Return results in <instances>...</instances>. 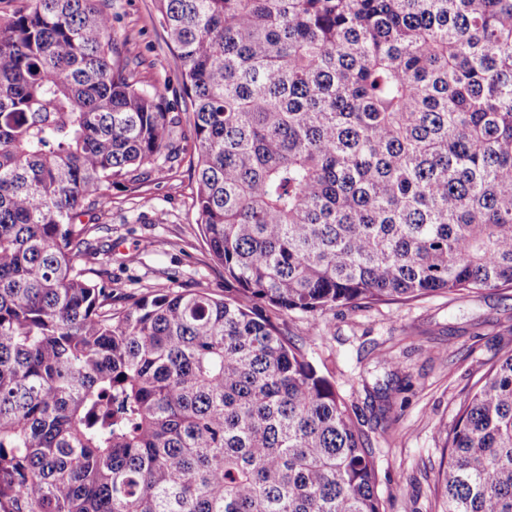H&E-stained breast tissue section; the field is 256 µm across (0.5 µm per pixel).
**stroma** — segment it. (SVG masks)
Returning <instances> with one entry per match:
<instances>
[{
  "mask_svg": "<svg viewBox=\"0 0 512 512\" xmlns=\"http://www.w3.org/2000/svg\"><path fill=\"white\" fill-rule=\"evenodd\" d=\"M116 56L136 66L144 86L179 95V61L155 23L154 0H105ZM193 163L156 171L138 189L109 191L94 239L112 285L131 294L202 288L224 294L218 266L197 222ZM311 361L335 383L377 470L385 512H438L442 440L461 401L499 357L512 351V288L466 298L437 294L319 315L286 317Z\"/></svg>",
  "mask_w": 512,
  "mask_h": 512,
  "instance_id": "obj_1",
  "label": "stroma"
}]
</instances>
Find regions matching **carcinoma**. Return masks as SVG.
<instances>
[{
	"label": "carcinoma",
	"mask_w": 512,
	"mask_h": 512,
	"mask_svg": "<svg viewBox=\"0 0 512 512\" xmlns=\"http://www.w3.org/2000/svg\"><path fill=\"white\" fill-rule=\"evenodd\" d=\"M101 2L0 17V512H383L272 316L512 286V0H154L188 113ZM187 154L224 297L114 294L82 216ZM443 448L512 512V354Z\"/></svg>",
	"instance_id": "carcinoma-1"
}]
</instances>
